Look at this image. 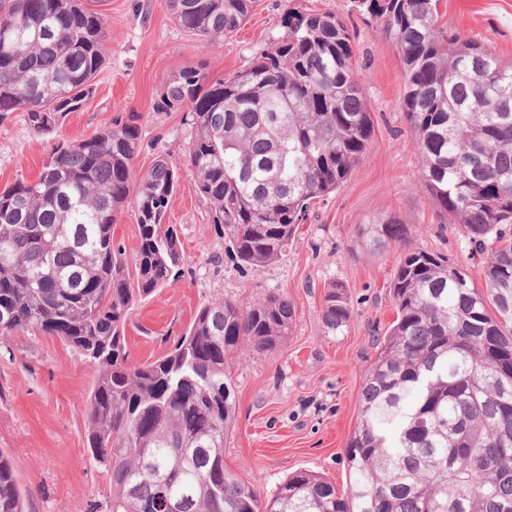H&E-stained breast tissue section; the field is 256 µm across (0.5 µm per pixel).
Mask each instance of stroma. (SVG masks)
Here are the masks:
<instances>
[{
	"label": "stroma",
	"instance_id": "obj_1",
	"mask_svg": "<svg viewBox=\"0 0 512 512\" xmlns=\"http://www.w3.org/2000/svg\"><path fill=\"white\" fill-rule=\"evenodd\" d=\"M83 3L107 22L106 63L94 92L48 136L33 132L18 112L0 122V187L36 179L60 143L90 136L121 110L142 116L135 174L161 157L184 167L191 116L157 107L179 71L202 62L217 80L245 69L284 37L282 17L291 4L336 13L354 31L374 134L348 180L299 225L280 262L255 270L226 251L208 204L182 177L165 216L180 232L182 274L136 304L126 333L129 361L140 364L163 355L203 303L227 296L248 306L269 291L287 294L296 310L291 334L272 351L227 360L238 410L224 467L241 481H256L264 499L300 470L346 491L344 448L357 424L375 334L396 317L390 282L399 260L394 248L356 250L357 226L398 215L412 226L414 246L452 256L475 285L484 282L483 256L458 225L442 223L420 185L392 43L379 21L351 11L350 0H258L236 34L206 47L176 24L168 0ZM440 12L443 23L512 61V0H441ZM335 281L346 286L353 316L343 335L328 336L320 311ZM92 384L84 357L59 339L34 332L0 337V449L13 462L28 512H108L110 475L87 448Z\"/></svg>",
	"mask_w": 512,
	"mask_h": 512
}]
</instances>
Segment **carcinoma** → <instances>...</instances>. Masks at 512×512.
Listing matches in <instances>:
<instances>
[{
  "label": "carcinoma",
  "instance_id": "cac0c4a2",
  "mask_svg": "<svg viewBox=\"0 0 512 512\" xmlns=\"http://www.w3.org/2000/svg\"><path fill=\"white\" fill-rule=\"evenodd\" d=\"M256 0H171L205 45L236 32ZM382 23L405 81L402 108L420 184L486 254L478 289L448 256L412 245L396 215L357 228L365 253L401 250L396 318L375 339L344 451L350 489L309 471L268 499L224 469L237 410L226 358L264 353L296 311L270 291L244 307L203 304L161 357L128 362L137 299L180 274L179 232L163 223L180 176L156 161L131 191L141 115L120 113L57 147L34 181L0 189V336L29 331L78 350L93 372L92 459L110 471L109 512H512V62L440 23L439 0H354ZM285 36L247 69L212 81L182 70L158 107L188 110L186 168L216 235L255 270L279 262L314 205L347 180L373 136L355 34L336 14L287 8ZM106 26L79 0H11L0 14V120L50 135L94 92ZM139 231L130 286L116 216ZM346 286L327 288L324 333L349 329ZM0 512H26L0 450Z\"/></svg>",
  "mask_w": 512,
  "mask_h": 512
}]
</instances>
